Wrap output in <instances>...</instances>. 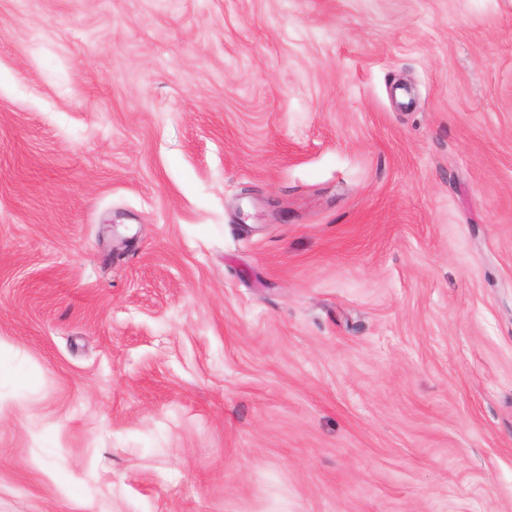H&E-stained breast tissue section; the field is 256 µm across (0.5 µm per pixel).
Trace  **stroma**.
Listing matches in <instances>:
<instances>
[{
  "label": "stroma",
  "instance_id": "obj_1",
  "mask_svg": "<svg viewBox=\"0 0 512 512\" xmlns=\"http://www.w3.org/2000/svg\"><path fill=\"white\" fill-rule=\"evenodd\" d=\"M0 512H512V0H0Z\"/></svg>",
  "mask_w": 512,
  "mask_h": 512
}]
</instances>
